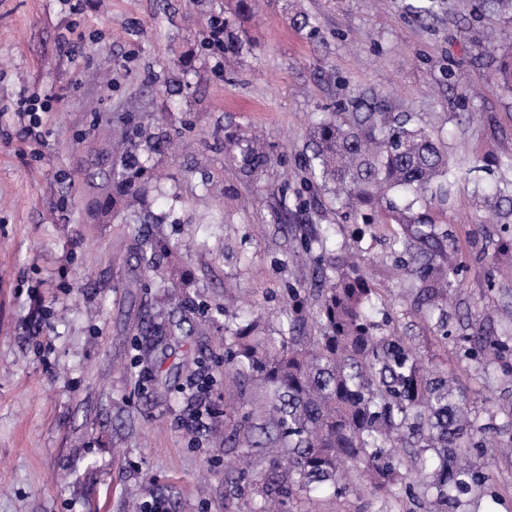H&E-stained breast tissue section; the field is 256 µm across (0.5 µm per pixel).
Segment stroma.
<instances>
[{"label":"stroma","instance_id":"1","mask_svg":"<svg viewBox=\"0 0 512 512\" xmlns=\"http://www.w3.org/2000/svg\"><path fill=\"white\" fill-rule=\"evenodd\" d=\"M407 0H262L256 17L224 12V0H0V512H247L235 495L239 458L261 470L255 448L212 440L228 408L253 410L256 394L224 371V333H191L192 299L224 303L236 282L243 311L288 321L286 283L310 281L297 247L298 224L336 227L337 258L364 251L373 287L382 290L393 328L423 361L454 373L479 422L512 440L494 417L512 402V382L496 369L461 361L405 290L411 276L395 261L387 226L356 230L329 190L314 201L296 193L306 177L313 122L349 112L361 95L386 111L410 112L448 150L466 181L446 210L464 271L449 309L458 335L469 319L500 333L512 316V278L497 276L484 252L497 240V206L488 187L512 183V163L483 169L490 149L512 147V88L497 83L512 58V11L483 0H437L417 19ZM317 22L300 30L296 12ZM228 18L249 52L204 45L209 24ZM492 52H485L486 41ZM190 56L182 73L175 58ZM464 73L481 91L461 105L448 77ZM47 99L37 113L42 137L25 139L21 95ZM152 112L178 127L188 146L167 182L184 200L178 224L160 225L174 242L206 240L188 266L195 287L168 300L135 288L140 275L128 224L94 223L85 171L88 151L108 121ZM264 134L271 164L248 180L219 150L227 131ZM229 194H205V178ZM290 223H274L280 202ZM220 212V224L198 217ZM170 326L151 335L149 321ZM201 423H194V415ZM498 501L478 512H512V465L485 455ZM288 512H422L418 499L390 494H321Z\"/></svg>","mask_w":512,"mask_h":512}]
</instances>
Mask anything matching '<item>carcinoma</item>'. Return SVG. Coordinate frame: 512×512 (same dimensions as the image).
Segmentation results:
<instances>
[{
	"label": "carcinoma",
	"instance_id": "carcinoma-1",
	"mask_svg": "<svg viewBox=\"0 0 512 512\" xmlns=\"http://www.w3.org/2000/svg\"><path fill=\"white\" fill-rule=\"evenodd\" d=\"M358 108L350 117L334 112L314 123L306 188L334 185L354 221L367 223L383 208L401 267L418 281L415 303L441 323L462 261L437 213L461 177L440 142L410 115L380 111L374 96L361 98ZM121 122L125 130L94 160L99 218L138 225L133 253L151 285L190 288L179 246L147 230L174 215L172 207L154 211L152 193L164 186L157 169L179 131L153 115ZM224 150L238 152L234 159L251 180L271 161L255 134L224 136ZM299 230L313 275L288 288V326L268 333L263 317L224 306V370L262 394L258 420L249 414L224 433V447H260L269 458L267 469L246 473L260 498L250 512H286L288 501L319 491L344 497L350 468L376 494L399 485L423 497L425 512H461L469 496L489 489L473 457L487 450L493 424L479 423L453 376L428 370L390 327L363 266L336 264V229L301 224ZM460 341L462 359L483 368L493 357L512 377V335L479 330Z\"/></svg>",
	"mask_w": 512,
	"mask_h": 512
}]
</instances>
